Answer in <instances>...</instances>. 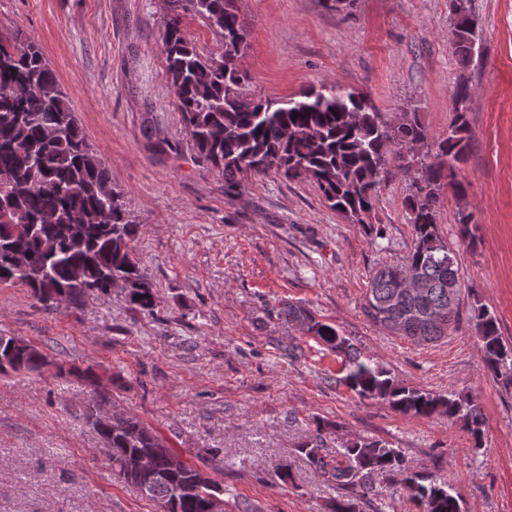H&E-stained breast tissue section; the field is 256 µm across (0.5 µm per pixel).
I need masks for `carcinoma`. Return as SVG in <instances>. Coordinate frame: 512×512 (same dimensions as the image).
Instances as JSON below:
<instances>
[{
  "label": "carcinoma",
  "mask_w": 512,
  "mask_h": 512,
  "mask_svg": "<svg viewBox=\"0 0 512 512\" xmlns=\"http://www.w3.org/2000/svg\"><path fill=\"white\" fill-rule=\"evenodd\" d=\"M203 16L224 39L218 59L202 58L186 39L179 14L165 24L166 78L199 160L224 174V195L240 187L238 175L272 168L284 177L311 179L330 207L354 223H365L375 189L388 165L410 183L405 208L414 225L413 250L400 264L429 288L423 295L400 291L391 275L393 263L377 266L370 277L363 310L376 325L407 338L435 342L456 325L448 295L458 297L459 264L437 229L443 180L457 193L458 166L469 154L467 112L472 89L459 82L452 92L455 117L435 155H417L410 145L425 141L426 130L414 119L397 127L369 106L361 93L322 85L297 99H255L243 91L247 75L239 68L246 32L235 0H173ZM451 35L460 62L470 63L479 21L471 0H449ZM110 183L105 163L87 145L75 113L38 45L18 33L0 35V284L22 286L42 302L78 303L89 292L106 294L113 279L131 280L137 290L131 303L152 307L153 289L145 282L131 253L136 225L128 219L117 194L101 193ZM288 316L308 322V331L329 350L345 357L341 382L363 398L381 399L404 415H445L460 421L481 445L483 414L465 394L434 395L398 383L374 365L336 328L316 320L311 310L288 307ZM476 331L486 372L512 384V345L498 321L480 307ZM10 367L1 374L33 371L45 364L43 354L18 337L0 345ZM108 448L104 457L112 474L124 481L145 450L157 454L164 469L172 449L137 417L114 429H95ZM322 428L300 445V452L326 482L346 492L334 512H357V500L372 495L373 476L406 471L401 451L373 438L359 437L334 456L322 453ZM200 477L183 465L177 476L154 487L153 501L171 512H208L215 484L206 478L197 493L176 494L183 481ZM404 489L423 512H463L453 488L426 477L404 478Z\"/></svg>",
  "instance_id": "carcinoma-1"
}]
</instances>
